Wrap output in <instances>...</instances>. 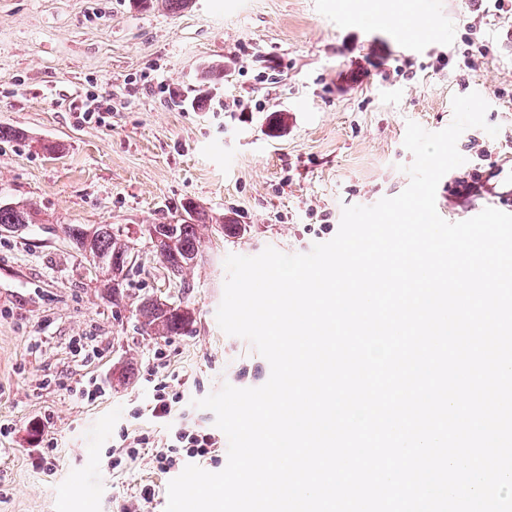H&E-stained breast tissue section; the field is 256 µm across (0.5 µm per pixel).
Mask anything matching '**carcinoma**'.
<instances>
[{"mask_svg": "<svg viewBox=\"0 0 512 512\" xmlns=\"http://www.w3.org/2000/svg\"><path fill=\"white\" fill-rule=\"evenodd\" d=\"M38 216L33 204L18 201L8 207L0 206V226L7 224H34ZM204 210L196 209L194 221L188 224H155L151 248L157 262L170 276L178 280L180 287H186L185 275L202 258L203 238L200 226L207 223ZM104 231L87 239L89 227L85 224H66L62 227L64 236L81 252L88 262H101L102 286L112 295L113 305L119 306L127 298L125 288L129 287V276L125 275L117 286L111 288L112 274L117 266L128 269L132 259L133 238L130 231L112 224L102 225ZM140 317L138 330L143 336H182L192 326L194 319L181 305L160 306L151 298H142L136 303Z\"/></svg>", "mask_w": 512, "mask_h": 512, "instance_id": "carcinoma-1", "label": "carcinoma"}]
</instances>
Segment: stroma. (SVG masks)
Listing matches in <instances>:
<instances>
[{
    "mask_svg": "<svg viewBox=\"0 0 512 512\" xmlns=\"http://www.w3.org/2000/svg\"><path fill=\"white\" fill-rule=\"evenodd\" d=\"M378 16L451 35L404 57ZM471 23L491 52L468 68ZM218 60L223 80L203 108L191 106ZM476 88L500 131L465 130L457 148L469 161V141L495 157L512 146V16L477 14L470 0H433L428 15L421 0H192L178 12L132 0H0V126L21 134L0 140V202L32 203L40 218L0 235V424L12 427L0 435V512H124L145 488L153 497L141 512H165L180 468L110 465L122 429L163 430L143 412L149 367L183 377L184 421L209 430L215 417L194 400L226 384L262 386L271 373L248 340L218 325L226 257L304 254L333 239L343 206L407 187L408 122L442 130L453 96ZM91 93L110 104L98 121L74 108ZM234 99L240 107L225 110ZM190 200L244 232L203 229L185 288L141 251L130 297L181 301L194 314L185 335H141L131 306H113L61 227L180 224ZM87 337L98 349L84 360L74 348ZM93 377L105 395L80 401L76 381ZM47 451L50 471L38 462Z\"/></svg>",
    "mask_w": 512,
    "mask_h": 512,
    "instance_id": "1",
    "label": "stroma"
}]
</instances>
